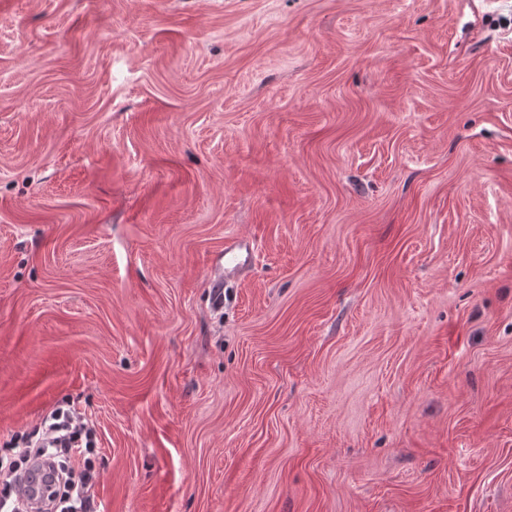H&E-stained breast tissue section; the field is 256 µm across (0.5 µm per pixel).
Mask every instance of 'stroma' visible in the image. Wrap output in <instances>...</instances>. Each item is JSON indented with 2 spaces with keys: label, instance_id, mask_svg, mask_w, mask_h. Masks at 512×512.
I'll return each instance as SVG.
<instances>
[{
  "label": "stroma",
  "instance_id": "35a3bbf8",
  "mask_svg": "<svg viewBox=\"0 0 512 512\" xmlns=\"http://www.w3.org/2000/svg\"><path fill=\"white\" fill-rule=\"evenodd\" d=\"M64 399L101 512H512V0H0V438ZM254 238H234L224 246V257L215 264L212 288H224V282L254 263L258 251ZM224 260V263L222 262Z\"/></svg>",
  "mask_w": 512,
  "mask_h": 512
}]
</instances>
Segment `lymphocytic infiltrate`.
<instances>
[{"label":"lymphocytic infiltrate","mask_w":512,"mask_h":512,"mask_svg":"<svg viewBox=\"0 0 512 512\" xmlns=\"http://www.w3.org/2000/svg\"><path fill=\"white\" fill-rule=\"evenodd\" d=\"M7 455H0V481L12 484L11 498H0V512H28L20 464L44 463L59 486L48 512H95L93 489L100 476V446L94 423L78 408L62 402L39 425L9 434Z\"/></svg>","instance_id":"1"}]
</instances>
